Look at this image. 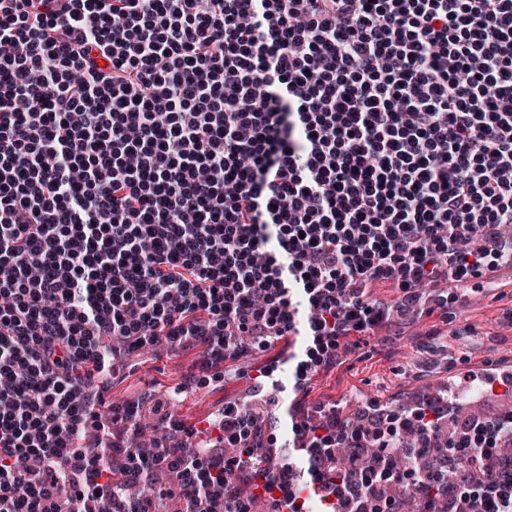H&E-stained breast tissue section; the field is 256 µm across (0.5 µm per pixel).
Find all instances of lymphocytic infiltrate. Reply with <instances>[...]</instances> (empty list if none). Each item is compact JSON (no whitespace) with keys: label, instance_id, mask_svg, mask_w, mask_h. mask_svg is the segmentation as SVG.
<instances>
[{"label":"lymphocytic infiltrate","instance_id":"1","mask_svg":"<svg viewBox=\"0 0 512 512\" xmlns=\"http://www.w3.org/2000/svg\"><path fill=\"white\" fill-rule=\"evenodd\" d=\"M500 265L512 0H0V512H512V417L444 442L428 396L310 407L279 456L234 403L134 449L96 412L165 343L299 336L306 388L419 286Z\"/></svg>","mask_w":512,"mask_h":512}]
</instances>
